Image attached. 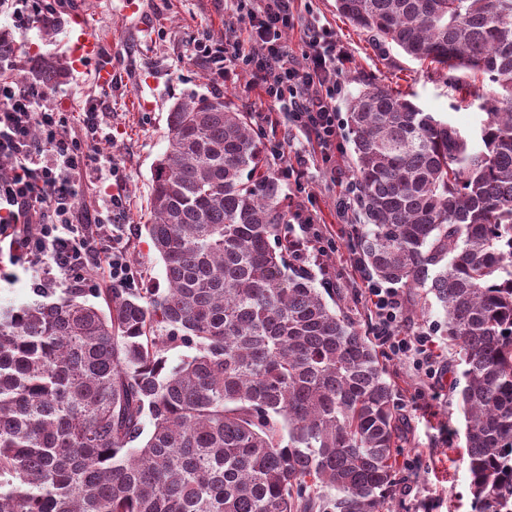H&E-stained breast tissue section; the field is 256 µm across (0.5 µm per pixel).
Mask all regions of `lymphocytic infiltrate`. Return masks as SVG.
<instances>
[{
  "instance_id": "1",
  "label": "lymphocytic infiltrate",
  "mask_w": 512,
  "mask_h": 512,
  "mask_svg": "<svg viewBox=\"0 0 512 512\" xmlns=\"http://www.w3.org/2000/svg\"><path fill=\"white\" fill-rule=\"evenodd\" d=\"M224 8L243 23L245 39L217 43L201 33L192 41L194 56L225 83L249 72L295 128L314 138L326 170L336 171L343 147L336 99L343 91L341 75L349 57L337 48L331 29L305 25L306 63L300 67L285 40L296 24L289 0H224ZM50 93V88L20 78H0V157L13 163L11 174L0 180V250L33 267L44 286L61 275L75 287L93 288L103 275L111 285L134 287L129 237L113 233L111 215L82 212L76 206L80 182L91 178L103 183L117 175L98 149L99 116L106 100H87L83 120L75 125L66 113L44 107ZM367 300L375 316V336L387 354H416L426 375H435L432 334L401 331L400 293L372 283Z\"/></svg>"
}]
</instances>
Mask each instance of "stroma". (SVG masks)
<instances>
[{
  "mask_svg": "<svg viewBox=\"0 0 512 512\" xmlns=\"http://www.w3.org/2000/svg\"><path fill=\"white\" fill-rule=\"evenodd\" d=\"M144 25L123 12L121 0H77L74 8L61 11L54 39H44L38 28L17 29L9 17L0 18V30L11 32L21 47L17 69L25 71L31 60L43 56L69 57L74 16H82L112 59V85L102 127L108 134L99 148L109 155L122 175L117 191L123 202V223L129 224L130 252L142 288L165 287L164 267L146 236L150 219L151 177L157 159L167 147V116L175 102L192 94L223 95L235 108L250 113L262 142L293 141L309 162L302 181L311 199L307 204L317 224L340 231L335 252L307 261L311 273L327 269L337 307L348 315L365 336H372L371 307L365 299V283L352 268L355 248L351 226L358 223L350 210L348 224H339L334 201L352 179V134H343L340 172L330 178L321 168L305 135L295 129L287 113L275 111L251 78L243 74L234 83L216 82L191 50L193 37L202 31L214 38L241 35V25H227L224 0H139ZM293 11L312 10L319 23L330 27L338 45L350 57L342 74L347 93L361 83L373 82L410 93L425 111L452 123L464 134L477 136L483 113L478 96L481 83H472L467 99H460L445 75L410 60L397 48L376 50L367 35L357 31L336 11V0H294ZM101 89L93 68L69 69L64 83L49 106L78 114L87 98ZM35 279L31 270L0 258V307L32 301ZM437 377L426 376L412 360L385 358L394 384V403L406 427L393 452L394 484L383 512H472L469 475L461 463L464 449V416L455 388L461 367L448 349L443 334H436Z\"/></svg>",
  "mask_w": 512,
  "mask_h": 512,
  "instance_id": "1",
  "label": "stroma"
}]
</instances>
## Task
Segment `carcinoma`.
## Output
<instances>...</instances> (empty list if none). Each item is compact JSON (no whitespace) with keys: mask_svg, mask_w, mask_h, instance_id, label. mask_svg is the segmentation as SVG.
Returning a JSON list of instances; mask_svg holds the SVG:
<instances>
[{"mask_svg":"<svg viewBox=\"0 0 512 512\" xmlns=\"http://www.w3.org/2000/svg\"><path fill=\"white\" fill-rule=\"evenodd\" d=\"M336 10L377 48L458 73L460 90L485 83L477 141L387 85L362 84L347 111L359 260L440 304L463 365L474 512H512V0ZM16 53L0 31V61ZM64 76L48 57L26 79ZM167 125L144 225L166 287L36 288L0 308V512H381L394 385L289 263L249 113L191 96ZM178 346L193 352L169 369Z\"/></svg>","mask_w":512,"mask_h":512,"instance_id":"carcinoma-1","label":"carcinoma"}]
</instances>
